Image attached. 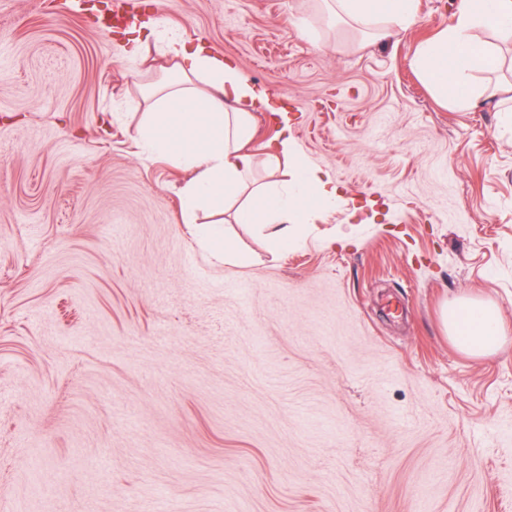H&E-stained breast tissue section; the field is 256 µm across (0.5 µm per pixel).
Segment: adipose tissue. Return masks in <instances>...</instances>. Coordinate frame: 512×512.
<instances>
[{"instance_id":"ef3b65f1","label":"adipose tissue","mask_w":512,"mask_h":512,"mask_svg":"<svg viewBox=\"0 0 512 512\" xmlns=\"http://www.w3.org/2000/svg\"><path fill=\"white\" fill-rule=\"evenodd\" d=\"M333 2L338 15L378 35L410 23L416 12L415 0ZM480 28L512 31V0H459L448 28L419 44L415 53L424 79L461 107L474 101L468 74L495 64L475 40ZM164 49L173 77L145 89L149 106L138 137L189 172L181 189L185 223L221 264L244 265L252 257L217 229L195 225L198 211L233 212L235 222L251 226L271 253L287 252L297 239V225L339 202L335 181L305 161L286 129L287 115H280L281 129L264 152L249 150L256 115L268 109L269 96L224 56L189 46L176 35ZM443 320L450 339L471 356L495 351L504 338L495 307L479 300L444 309Z\"/></svg>"}]
</instances>
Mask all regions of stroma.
<instances>
[{
    "mask_svg": "<svg viewBox=\"0 0 512 512\" xmlns=\"http://www.w3.org/2000/svg\"><path fill=\"white\" fill-rule=\"evenodd\" d=\"M271 94L342 199L288 253L226 224L133 129L146 62L91 0H0V512H512V76L473 107L413 63L457 0L374 40L324 0H140ZM495 305L473 357L442 310ZM193 234L202 243L208 256L220 264L245 265L252 261V256L240 250L234 239L226 237L217 229L196 226Z\"/></svg>",
    "mask_w": 512,
    "mask_h": 512,
    "instance_id": "35a3bbf8",
    "label": "stroma"
}]
</instances>
